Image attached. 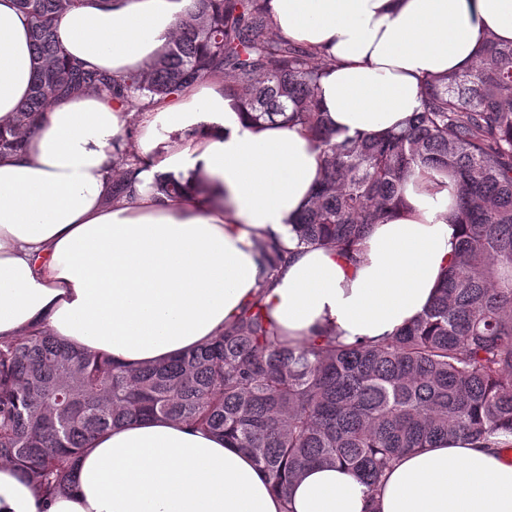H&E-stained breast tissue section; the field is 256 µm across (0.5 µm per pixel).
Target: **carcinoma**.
Returning <instances> with one entry per match:
<instances>
[{
  "instance_id": "obj_1",
  "label": "carcinoma",
  "mask_w": 512,
  "mask_h": 512,
  "mask_svg": "<svg viewBox=\"0 0 512 512\" xmlns=\"http://www.w3.org/2000/svg\"><path fill=\"white\" fill-rule=\"evenodd\" d=\"M84 0H15L31 21L38 69L8 127L0 156L52 102L75 93L120 97L151 112L187 85L230 74L224 92L248 117L295 122L316 141L320 177L294 224L298 242L361 260L360 244L389 217L416 170L456 181L461 228L455 262L428 309L382 342L344 344L328 332L291 347L263 305L288 263L260 243L268 277L252 302L203 345L167 362L131 368L46 330L0 338V464L20 467L43 496L66 494L79 453L105 431L164 418L222 435L256 459L274 490L312 465L345 467L375 494L400 455L466 436L484 448L512 435V43L488 41L463 73L423 80L419 111L405 129L339 139L319 112L326 66L308 48L275 35L266 0H197L162 53L117 79L66 57L56 16ZM150 156L118 152L112 199L135 192L127 169ZM156 190L187 184L159 175Z\"/></svg>"
}]
</instances>
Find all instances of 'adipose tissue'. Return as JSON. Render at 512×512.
<instances>
[{
    "label": "adipose tissue",
    "mask_w": 512,
    "mask_h": 512,
    "mask_svg": "<svg viewBox=\"0 0 512 512\" xmlns=\"http://www.w3.org/2000/svg\"><path fill=\"white\" fill-rule=\"evenodd\" d=\"M192 0H87L58 16L66 56L120 78L155 59ZM276 35L328 66L316 95L351 137L405 126L421 81L469 69L488 37L512 42V0H268ZM37 67L30 21L0 0V127L27 101ZM126 101L54 102L20 152L0 157V337L37 328L137 367L206 342L250 303L266 275L261 240L289 252L263 304L291 344L332 332L382 341L420 315L455 260L456 187L417 174L374 225L362 258L300 245L292 226L319 151L296 124L251 122L220 76L141 116L153 161L132 197L112 200ZM178 142H171V135ZM188 180L171 199L157 174ZM0 512H512V464L468 439L401 456L377 495L341 466H314L277 494L222 436L164 418L112 428L78 458L72 491L41 496L0 464Z\"/></svg>",
    "instance_id": "1"
}]
</instances>
